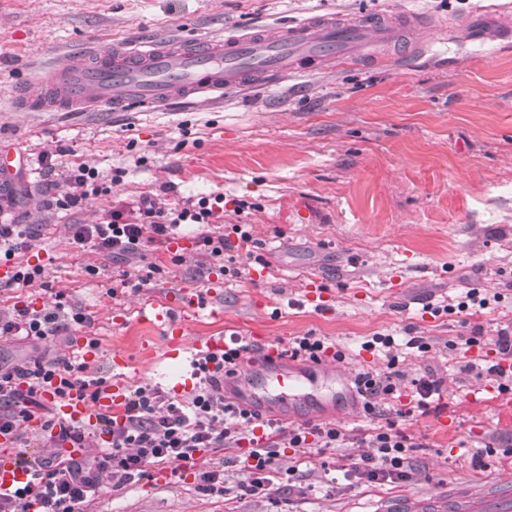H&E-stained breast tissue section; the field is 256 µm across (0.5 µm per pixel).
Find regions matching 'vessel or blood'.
Here are the masks:
<instances>
[{
    "instance_id": "b4317fda",
    "label": "vessel or blood",
    "mask_w": 512,
    "mask_h": 512,
    "mask_svg": "<svg viewBox=\"0 0 512 512\" xmlns=\"http://www.w3.org/2000/svg\"><path fill=\"white\" fill-rule=\"evenodd\" d=\"M418 15L343 18L314 15L278 33L246 32L219 41H145L121 51L97 50L91 60L64 63L39 78L35 90L17 102L19 112H48L55 108L93 105H140L155 109L173 94L218 103L228 89H244L253 79L280 82L311 63L361 65L375 47L396 45V58L422 50V35L431 30ZM512 37V17L483 11L452 31V43L480 44L490 38ZM347 372L322 362L294 367L281 350L258 347L238 371L224 380V395L261 416L290 420L293 399L327 407L353 392ZM125 382L116 378L93 404L72 400L60 409L70 422L94 421L125 397ZM11 449L0 448V491L26 482ZM375 512H512V482L480 480L475 485L449 484L447 490L414 498L385 499Z\"/></svg>"
}]
</instances>
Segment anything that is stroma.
Masks as SVG:
<instances>
[{
  "instance_id": "stroma-1",
  "label": "stroma",
  "mask_w": 512,
  "mask_h": 512,
  "mask_svg": "<svg viewBox=\"0 0 512 512\" xmlns=\"http://www.w3.org/2000/svg\"><path fill=\"white\" fill-rule=\"evenodd\" d=\"M486 7L512 14V0H0V148L18 158L0 171V209L37 230L26 257L46 266L49 281L0 293V309H39L61 292L92 318L46 341L0 338L1 364L67 358L95 337L93 375L111 377L119 353L129 388L158 385L181 399L196 383L183 344L200 336L253 348L312 333L344 351L354 372L384 367L383 353L362 344L390 333L407 379L431 368L445 386L441 409L396 421L416 443L410 481L360 483L336 468L337 457L359 456V448H310L291 490H198V474L224 469L229 448L192 466L150 467L148 479L121 490L103 478L85 512H373L380 500L452 482L491 474L512 480V454L481 456L490 439L512 443V411L471 402L486 384L472 365L490 350L447 348L474 327L490 335L512 320V295L477 312L456 308L464 288L494 292L512 278V43L490 39L458 51L446 40ZM372 12L432 16L431 52L353 69L319 64L277 85L257 79L249 90L225 92L220 104L183 99L157 109L95 106L31 116L14 109L34 78L96 47L213 39L279 30L314 14ZM58 147L63 156L44 169L42 153ZM74 163L106 180L118 167L125 175L107 197L56 209L50 201L65 190ZM144 194L166 208L223 195L225 236L250 225L260 260L238 248L247 274L218 289L189 240L185 262L166 280L139 294L107 295L113 273L137 272L143 261L81 274L79 263L98 256L71 247L67 227L99 223L112 207H131ZM257 269L263 275L256 279ZM313 279L320 288L312 302L305 285ZM187 290L201 294L200 309L176 336L154 321L150 305L179 304ZM408 326L431 343L429 352L406 348ZM294 413L295 425L333 423L355 436L379 425L351 397L333 407L300 404Z\"/></svg>"
}]
</instances>
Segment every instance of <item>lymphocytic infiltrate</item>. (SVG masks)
<instances>
[{"instance_id":"obj_1","label":"lymphocytic infiltrate","mask_w":512,"mask_h":512,"mask_svg":"<svg viewBox=\"0 0 512 512\" xmlns=\"http://www.w3.org/2000/svg\"><path fill=\"white\" fill-rule=\"evenodd\" d=\"M123 175V169H115L111 181L105 182L94 168L71 165L66 181L79 187L80 192L58 193L52 203L68 211L82 199L110 195L112 182L120 181ZM219 218L218 210L206 197L188 199L172 208L157 206L145 197L136 214L116 206L104 221L71 225L70 233L74 244L90 246L106 261L142 256L149 244L168 249V263H148L146 273L138 276L119 273L108 289L112 295L120 289L139 293L150 287L155 276H167L170 266L182 265L183 254L170 251L169 246L191 224L208 227L196 237L195 245L207 257L211 270L242 277ZM34 237L29 225L0 224V264L12 267L11 277L1 281L0 287L25 288L44 281L45 265L23 257ZM90 322V317L70 307L58 294L50 305L38 310L14 307L10 316L0 317V335L45 341L61 330ZM493 342L498 357L485 361L481 373L497 382L499 392L511 394L512 374H506L503 365L512 361V323L497 329ZM394 343L393 336L378 333L364 344L365 349L379 348L387 353L385 369H362L355 376L356 397L365 416H380L400 391L403 374L391 353ZM241 353V348L233 347L198 357L194 362L198 383L188 400H178L157 386L141 385L125 397L121 414H97L90 428L43 413V398L47 395L59 404L73 399L97 400L107 380L87 375L88 364L83 358L0 368V436L13 443L21 441L35 418L40 419L43 433L37 452L25 448L17 451L19 464L32 470V479L13 492L0 491V512H31L34 503L39 506L38 512H83L99 492L101 473H109L118 487L124 488L145 479L151 464L168 460L191 464L201 453L221 451L244 441L249 444L248 451L232 457L230 464L245 476L239 490L259 494L270 490V475L278 470L280 437H287L292 448H342L350 443V435L333 424H306L286 430L272 421H256L251 411L226 402L224 378L231 375ZM93 436L98 439L97 453L84 456L83 450ZM359 445L363 454L348 466L353 478L390 483L411 479L409 452L414 443L397 429L395 421L361 436Z\"/></svg>"}]
</instances>
